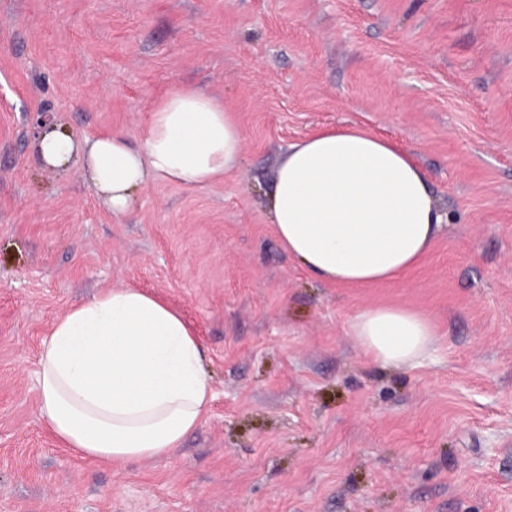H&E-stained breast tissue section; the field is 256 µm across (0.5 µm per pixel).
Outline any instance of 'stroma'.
Wrapping results in <instances>:
<instances>
[{"mask_svg": "<svg viewBox=\"0 0 512 512\" xmlns=\"http://www.w3.org/2000/svg\"><path fill=\"white\" fill-rule=\"evenodd\" d=\"M184 86L242 128L219 181L117 217L81 162L33 156L39 122L139 142ZM354 125L413 152L448 220L401 281L331 288L268 193L289 143ZM120 287L194 328L212 397L169 458L114 466L63 448L36 371ZM381 304L435 324L418 366L351 336ZM0 512H512V0H0Z\"/></svg>", "mask_w": 512, "mask_h": 512, "instance_id": "35a3bbf8", "label": "stroma"}]
</instances>
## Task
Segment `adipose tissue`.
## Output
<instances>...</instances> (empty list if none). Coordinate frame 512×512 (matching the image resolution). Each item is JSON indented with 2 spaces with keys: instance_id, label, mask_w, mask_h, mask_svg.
Segmentation results:
<instances>
[{
  "instance_id": "adipose-tissue-1",
  "label": "adipose tissue",
  "mask_w": 512,
  "mask_h": 512,
  "mask_svg": "<svg viewBox=\"0 0 512 512\" xmlns=\"http://www.w3.org/2000/svg\"><path fill=\"white\" fill-rule=\"evenodd\" d=\"M38 160H82L113 215L150 183L203 186L238 164L243 133L216 98L180 87L159 99L144 137L119 131L76 141L47 127ZM270 219L288 254L331 286L400 278L430 251L442 217L410 151L357 127L324 126L290 143L270 192ZM363 355L413 367L434 348L422 312L374 306L351 323ZM39 414L82 457L121 465L167 456L202 421L210 381L202 347L179 311L137 288H106L56 320L38 360Z\"/></svg>"
}]
</instances>
